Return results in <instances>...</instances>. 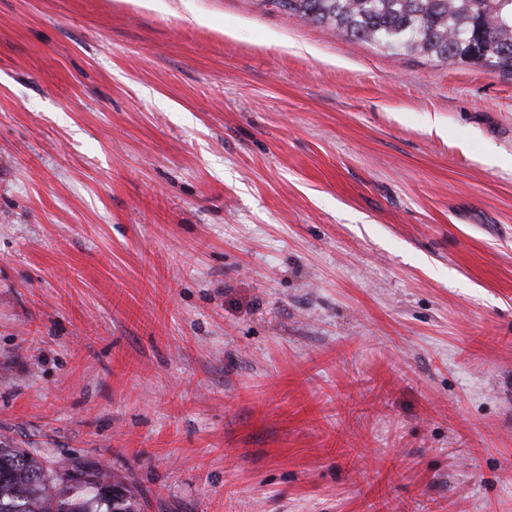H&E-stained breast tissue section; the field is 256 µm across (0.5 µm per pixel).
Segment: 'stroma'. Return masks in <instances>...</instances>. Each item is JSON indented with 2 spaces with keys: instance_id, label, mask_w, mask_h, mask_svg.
<instances>
[{
  "instance_id": "obj_1",
  "label": "stroma",
  "mask_w": 512,
  "mask_h": 512,
  "mask_svg": "<svg viewBox=\"0 0 512 512\" xmlns=\"http://www.w3.org/2000/svg\"><path fill=\"white\" fill-rule=\"evenodd\" d=\"M0 445L139 512H512V80L0 0Z\"/></svg>"
}]
</instances>
